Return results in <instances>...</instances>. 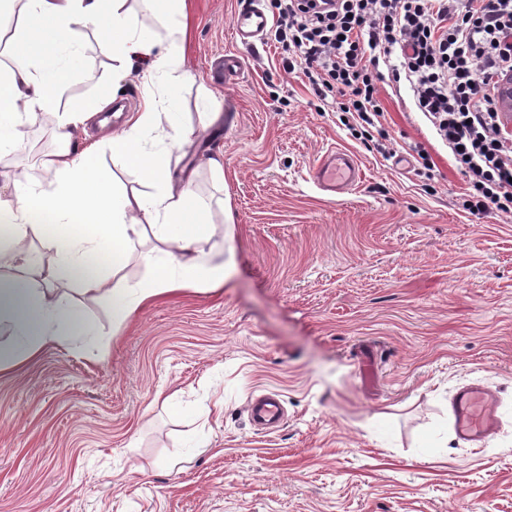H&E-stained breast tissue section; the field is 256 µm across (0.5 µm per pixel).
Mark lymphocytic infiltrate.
<instances>
[{
    "mask_svg": "<svg viewBox=\"0 0 512 512\" xmlns=\"http://www.w3.org/2000/svg\"><path fill=\"white\" fill-rule=\"evenodd\" d=\"M274 38L343 124L381 129L383 81L412 106L466 177L462 207L512 213V132L497 110L512 76V0H275Z\"/></svg>",
    "mask_w": 512,
    "mask_h": 512,
    "instance_id": "f902f5d3",
    "label": "lymphocytic infiltrate"
}]
</instances>
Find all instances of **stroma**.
<instances>
[{"label": "stroma", "instance_id": "1", "mask_svg": "<svg viewBox=\"0 0 512 512\" xmlns=\"http://www.w3.org/2000/svg\"><path fill=\"white\" fill-rule=\"evenodd\" d=\"M242 3L190 0V77L155 87L193 131L170 166L209 203L204 249L233 257V277L156 296L122 323L106 300L80 301L94 347H48L0 375V512H512V216L462 210L466 179L407 88L380 86L387 159L284 72L273 33L235 44ZM80 33L62 111L112 78L101 30ZM232 52L244 75L228 86L214 67ZM121 88L119 115L88 130L93 164L146 193L108 143L143 105L139 77ZM205 112L220 123L202 127ZM415 142L433 178L416 172ZM55 147L48 124H26L0 169L27 174L29 155ZM332 147L361 167L351 193L312 181ZM472 382L501 417L477 446L450 413ZM266 393L285 409L272 431L249 413Z\"/></svg>", "mask_w": 512, "mask_h": 512}]
</instances>
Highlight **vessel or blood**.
Listing matches in <instances>:
<instances>
[{
  "mask_svg": "<svg viewBox=\"0 0 512 512\" xmlns=\"http://www.w3.org/2000/svg\"><path fill=\"white\" fill-rule=\"evenodd\" d=\"M268 27L269 18L260 0H249L248 5L235 13L233 18L234 36L241 44L260 39ZM313 179L321 190L329 194L349 193L360 180L358 161L346 150H330L318 161ZM452 411L459 437L474 445L482 443L500 424L492 393L476 383L457 391Z\"/></svg>",
  "mask_w": 512,
  "mask_h": 512,
  "instance_id": "vessel-or-blood-1",
  "label": "vessel or blood"
}]
</instances>
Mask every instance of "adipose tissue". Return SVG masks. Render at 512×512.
<instances>
[{
  "label": "adipose tissue",
  "instance_id": "obj_1",
  "mask_svg": "<svg viewBox=\"0 0 512 512\" xmlns=\"http://www.w3.org/2000/svg\"><path fill=\"white\" fill-rule=\"evenodd\" d=\"M155 28L146 38L128 20V0H0V14L17 11L19 35L6 42L12 58L0 67V154L15 146L19 129L37 117L52 119L62 149L36 155L31 165L50 176L49 186L6 175L0 198V266L14 268L0 277V365L23 363L43 348L70 340L90 341L93 322L55 284L76 285L86 299L109 297L114 321L127 319L158 295L181 288L215 291L231 275L230 263L201 250L212 226L208 210L191 184L175 185L161 145L171 134L161 126L156 79L175 77L183 65L186 28L178 14L184 0H147ZM102 26L114 77L140 70L143 108L112 137V151L140 170L151 192L129 195L111 184L90 162V150L73 144L77 130L115 97L113 84L66 111L55 106V92L79 55L78 30ZM151 234L154 247L142 254L152 268L149 281H119L122 256L133 239ZM39 242L48 261L28 259Z\"/></svg>",
  "mask_w": 512,
  "mask_h": 512
}]
</instances>
